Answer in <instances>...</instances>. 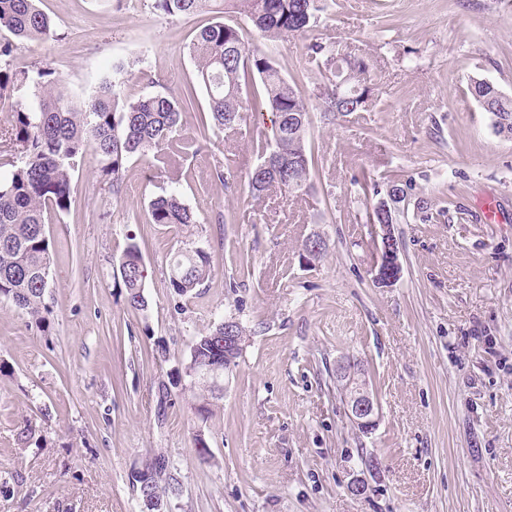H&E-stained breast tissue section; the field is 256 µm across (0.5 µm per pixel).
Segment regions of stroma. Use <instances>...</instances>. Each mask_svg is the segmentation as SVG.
Segmentation results:
<instances>
[{
    "mask_svg": "<svg viewBox=\"0 0 512 512\" xmlns=\"http://www.w3.org/2000/svg\"><path fill=\"white\" fill-rule=\"evenodd\" d=\"M37 6L61 38L21 45L10 65L49 64L83 103L119 68L132 92L156 79L181 94L188 46L212 20L157 15L153 0ZM316 35L359 45L374 91L371 111L325 115L301 40L273 47L309 107L310 195L225 191L215 160L238 173L256 162L239 135L211 136L179 173L185 203L223 224L148 223L168 176L144 160L126 164L117 197L94 154L74 172L69 211L46 226L48 312L37 322L0 303V471L17 476L0 512H139L131 473L159 454L180 481L172 512H512V140L468 91L481 77L512 97V0H330ZM368 179L410 185L389 287L369 272ZM486 196L503 223H486ZM314 231L328 251L310 265ZM131 239L149 270L143 310L116 274ZM191 242L214 274L180 298L169 256ZM229 317L244 349L208 420L191 389L161 404L194 336ZM344 356L378 402L368 434L336 386ZM23 424L45 445L20 447Z\"/></svg>",
    "mask_w": 512,
    "mask_h": 512,
    "instance_id": "obj_1",
    "label": "stroma"
}]
</instances>
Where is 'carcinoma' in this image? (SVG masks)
I'll return each instance as SVG.
<instances>
[{"instance_id":"carcinoma-1","label":"carcinoma","mask_w":512,"mask_h":512,"mask_svg":"<svg viewBox=\"0 0 512 512\" xmlns=\"http://www.w3.org/2000/svg\"><path fill=\"white\" fill-rule=\"evenodd\" d=\"M37 0H0V301H7L34 320L46 310L51 273L48 215L70 207L72 174L88 149H93L99 176L119 196L122 173L132 158H146L158 170H170L204 143L182 135L183 114L194 104V89L181 96L160 92L130 94L129 79L104 80L87 109L63 92V79L46 63L24 70L9 67L7 59L23 42L58 39L54 21ZM163 16L217 14L188 46L196 62V80L207 97L211 128L228 129L248 137L257 163L238 175L214 166L216 177L229 192L247 186L261 200L272 190L306 196L312 188L308 152V105L297 85L280 71L273 57L246 48L243 26L249 24L269 41L306 40L309 63L326 77L317 98L328 114L343 116L369 111L373 77L359 50L311 37L328 19V0H154ZM260 85L261 108L272 113L271 130L255 122L250 86ZM469 92L482 109L498 121L497 133L512 139V97L487 79H470ZM408 184L387 181L374 186L375 201L367 223L396 220L397 204L408 195ZM207 217L192 211L175 188H163L148 206L150 224H204ZM119 263L126 302L136 310L147 307L148 268L135 241L127 243ZM169 288L178 297L198 294L213 275L210 253L195 246L178 249L169 261ZM224 321L200 333L190 345L185 368L198 369L193 383L212 393L224 380ZM156 472L146 509L167 510L169 495L178 493L174 466L166 458L143 462Z\"/></svg>"}]
</instances>
